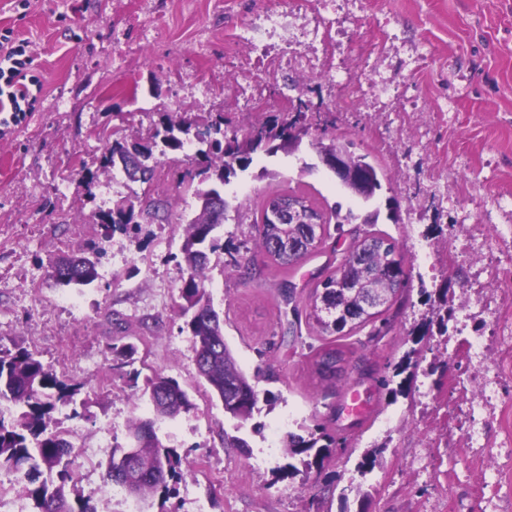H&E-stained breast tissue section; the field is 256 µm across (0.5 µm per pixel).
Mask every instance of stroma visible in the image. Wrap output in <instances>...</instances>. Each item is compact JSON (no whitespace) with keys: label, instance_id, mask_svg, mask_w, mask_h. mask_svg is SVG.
Returning <instances> with one entry per match:
<instances>
[{"label":"stroma","instance_id":"obj_1","mask_svg":"<svg viewBox=\"0 0 512 512\" xmlns=\"http://www.w3.org/2000/svg\"><path fill=\"white\" fill-rule=\"evenodd\" d=\"M276 2L289 38L268 53L307 47L315 22L332 32L331 75L299 81L295 71H259L266 111L303 100L312 124L298 151L254 156L224 185L230 209L215 231L205 288L224 319V341L259 394L240 422L211 398L183 329L182 225L199 203L203 168L196 144L156 157L150 182L129 181L102 165L107 141L150 140L167 116L222 115L226 134L242 135L261 115L229 77L236 38ZM31 0L17 17L0 0V29L29 41L42 81L36 111L0 125V349L33 352L57 376L81 384L85 405L58 407L52 420L69 434L75 496L96 512H123L105 473L113 449L131 444L129 425L151 410L144 378L171 376L195 407L156 424L164 445L183 458L174 498L154 495L142 512H485L482 488L497 482L501 512H512V464L491 474L486 460L448 428L462 401L449 379L468 367L460 347L489 330L471 307L476 293L512 314V0ZM360 82L365 102L337 109L341 90ZM335 135L383 170L382 188L363 202L322 166L311 141ZM297 192L330 211H378L377 223L347 224L280 275L257 244L256 219L267 197ZM123 198L166 201L155 218L124 228L100 212ZM371 232L394 240L409 280L388 311L383 336L368 330L320 336L306 313L315 286ZM475 241L487 260L460 256ZM100 250L99 277L63 286L51 264L72 252ZM238 250L252 270L227 265ZM445 290L448 303L427 302ZM448 315L447 334L414 342L419 325ZM134 345L132 357L121 356ZM344 353L336 377L317 373L310 347ZM420 367L396 374L406 353ZM363 412L350 415L353 400ZM325 428L336 446L308 479L274 481L286 464L288 433ZM245 440L231 447L232 438ZM375 468L360 474L366 450Z\"/></svg>","mask_w":512,"mask_h":512}]
</instances>
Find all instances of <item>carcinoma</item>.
Masks as SVG:
<instances>
[{"mask_svg":"<svg viewBox=\"0 0 512 512\" xmlns=\"http://www.w3.org/2000/svg\"><path fill=\"white\" fill-rule=\"evenodd\" d=\"M306 120L305 112H296L292 116L286 112L271 115L241 137L225 136L220 118L205 127L182 116L170 118L165 124V139L170 149L176 151L183 148L181 136L191 134L200 145L197 153L206 160L195 188L200 210L185 223V239L181 248L186 273L181 287L185 329L192 338L199 377L217 400H239L240 404L231 408L228 414L243 421L252 418L259 397L255 386L240 370L224 343L223 320L204 286L210 263L209 254L218 249L213 232L226 218V213H217L209 208L207 200L216 187L229 183L237 172L246 171L253 156L259 153L272 156L279 151L290 153L296 150L300 139L293 130L306 126ZM314 146L320 156L332 154L338 149L345 152L348 167L345 187L348 190L362 194L369 201L381 189V169L367 161V156L354 154L347 145L334 138L327 144L317 140ZM131 149L146 159L151 157V149L145 145L116 140L105 148V167L113 169L119 166L118 157ZM295 199L304 203L305 208L318 218L320 226L319 235L309 240L301 254L294 258L284 257L274 251L273 243L277 239L303 236L304 225L268 224L265 210L257 225L260 247L285 275L290 273L298 260L318 247L328 234L331 219H336L338 224H350L355 220L351 210L341 214L339 204L327 216L308 204L306 198L297 195ZM134 208V202L129 200L103 213L101 220L110 227L128 224L130 220L127 216L132 214ZM358 248L359 244H354L336 270L319 283L322 292H313L308 319L312 320L320 336H346L389 311L393 304L398 292L393 268L403 267L396 243L391 240L388 250L371 252L363 257L358 255ZM63 262L71 270V276L67 279L61 278L60 262L52 265V276L60 284L84 286L98 278V262L84 254L70 256ZM363 275L370 277V284L375 287L384 306V309L367 316L363 315L358 293L347 286V280ZM341 356L342 351L328 347L315 355V364L321 370L333 371ZM80 390L81 385L61 380L50 367L26 349L19 348L13 353L0 352V405L6 403L15 407V411L7 416L0 411V468L21 474L25 494L33 500L37 512H96L87 500H70L67 486L72 481V473L67 456L73 444L65 438L64 433L48 428L51 413L56 410L57 404L73 402ZM143 395L148 397L152 405L154 418L139 419L130 424L129 432L136 448L133 462L124 464L126 449H114L107 466L106 480L117 483L115 472L120 469L123 478L134 485L138 499L144 500L158 493L168 500L177 493L182 457L176 449L161 442L155 424L158 420L174 419L190 412L194 409V403L176 379L160 374L148 379ZM335 444L336 439L331 435L312 431L305 437L288 434L285 448L287 457L299 459L309 472L322 466ZM43 467L50 472L56 471L57 479H40Z\"/></svg>","mask_w":512,"mask_h":512,"instance_id":"obj_1","label":"carcinoma"}]
</instances>
